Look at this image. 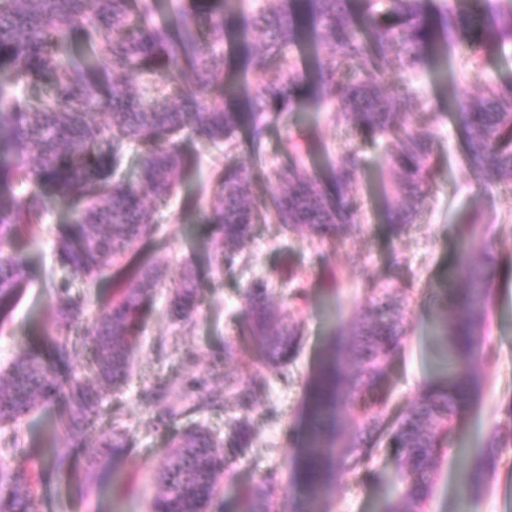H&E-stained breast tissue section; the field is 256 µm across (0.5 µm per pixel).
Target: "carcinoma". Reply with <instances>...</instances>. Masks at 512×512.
Segmentation results:
<instances>
[{
	"instance_id": "cac0c4a2",
	"label": "carcinoma",
	"mask_w": 512,
	"mask_h": 512,
	"mask_svg": "<svg viewBox=\"0 0 512 512\" xmlns=\"http://www.w3.org/2000/svg\"><path fill=\"white\" fill-rule=\"evenodd\" d=\"M200 0L182 6L171 19L159 18V0H0V152L20 158L0 162V304L13 296L24 276L9 251L15 238L42 223L54 201L71 203L72 219L55 233V261L69 278L52 284L57 310L43 348L17 357L0 374V427L28 413L38 401H57L71 432L92 425L101 406L100 389H119L128 380L140 326L162 277L160 267L133 269L121 295L84 308L71 294L70 279L94 282L121 262L135 242L155 241L158 212L191 168L182 142L235 148L249 128L255 161L264 157L271 113L286 118L296 111L299 91L309 87L325 101L332 118L363 136L386 139L396 181L388 202L389 226L400 233L427 199L433 139L411 129L406 115L421 107L410 76L432 60L465 51L466 68L481 79L482 55L512 47V0H435L433 15L424 0ZM236 85L224 82L218 49L229 41L247 48ZM303 43L311 61L287 59L290 46ZM282 59L279 76L267 79L269 61ZM95 73L114 75L103 85ZM38 86L44 92L30 95ZM241 97L248 113L238 111ZM465 130L471 167L512 185V81L484 85L482 97L455 98ZM109 115L99 123L95 113ZM283 151L291 163L271 172L276 189L267 197L252 192L257 171L234 165L216 170L207 222L215 227L217 257L232 265L240 245L258 224L305 231L319 241L359 223L348 188L361 174L356 151L331 166L323 185L300 163L302 144L288 139ZM141 164L135 179L122 173L126 154ZM27 186L13 195L14 186ZM464 292L443 303L436 338L447 378L430 385L388 434L397 449L396 491L380 512H424L434 487L439 459L462 409L479 395L473 368L486 326L491 283L485 259L464 245L457 256ZM201 280L195 273L173 283L171 309L182 321L198 310ZM270 282L258 278L243 294L244 334L258 361L282 374L299 344V326L270 306ZM328 348L307 397L299 479L306 489L304 512H322L336 476L365 462L372 438L383 428L384 383L391 363L403 351L404 314L382 290L367 312ZM82 337L88 371L78 372L72 357ZM192 407L224 408V397L195 386ZM259 383L242 372L224 373V392L237 399L238 416L227 443L204 429L179 436L160 478L152 512H208L218 481L231 468L224 445L251 447L249 414ZM512 445V422L496 428L475 462L470 481L479 489L498 466L501 450ZM127 447L119 431L101 443L99 454L117 459ZM17 460L4 470L0 512H38L42 466L30 462L13 436L0 440V457ZM273 472L254 485L243 512H273L278 493Z\"/></svg>"
}]
</instances>
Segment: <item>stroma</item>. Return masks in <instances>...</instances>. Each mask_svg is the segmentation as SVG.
I'll return each mask as SVG.
<instances>
[{
  "label": "stroma",
  "mask_w": 512,
  "mask_h": 512,
  "mask_svg": "<svg viewBox=\"0 0 512 512\" xmlns=\"http://www.w3.org/2000/svg\"><path fill=\"white\" fill-rule=\"evenodd\" d=\"M454 79L440 80L435 66L420 71L412 84L424 98L423 111L407 122L427 132L434 141L430 162L432 199L417 223L393 236L386 223V203L393 176L383 144L366 139L330 120L328 106H316L305 97L301 108L314 122L295 127L269 119L265 139L267 170L283 166L281 145L300 139L303 162L317 178H325L330 164L357 150L362 176L352 187L361 205L363 221L332 240L309 242L306 234H281L278 225L261 224L241 248L244 257L231 271L215 261L212 227L206 206L183 209L173 199L161 219L153 261L165 275L155 290L153 311L137 338L132 377L121 390L103 393L100 417L86 432L84 446L72 449L60 424L55 403L40 404L17 429L18 440L46 470L40 488V512H150L161 489L157 479L171 452L172 439L184 429L200 425L224 438L235 416L233 397L223 410H195L183 384L201 380L212 393H223L224 371L243 367L250 378L263 382L250 415L253 444L246 451L225 448L232 461L208 512H240L243 494L270 470L282 474L278 512H299L303 499L295 478L298 450L289 437H301L300 423L306 386L339 324H347L369 303V287L394 289L401 300L407 335L405 352L389 372L387 420H395L425 385L437 379L440 348L434 324L445 293L460 288L456 266L459 243L473 240L476 252L493 256L489 326L483 336L491 357H478L476 369L484 384L481 395L464 410L435 474L434 493L426 512H512V447L503 449L500 466L481 491L465 486L458 464V448L469 459L484 449L489 434L512 416V186L496 183L466 161L465 132L448 110V94L458 90L476 96L482 83L512 80V50L492 53L483 61L481 81H472L462 65H454ZM69 209L58 203L41 230L22 236L15 252L25 269L18 300L0 326V370L23 349H37L47 327L55 321L51 281L64 278L54 257L53 232L67 222ZM204 273L200 307L192 322L174 319L169 285L184 272ZM259 277L273 288L276 308L294 312L300 327V345L284 377L272 375L257 362L254 346L240 333L244 320L242 293ZM232 354H225V343ZM157 381L172 382L168 405L182 414L168 425H158L142 391ZM121 422L132 446L109 471H101L95 450ZM75 451L76 464L66 476L50 470L54 454ZM396 456L380 448L366 464L345 472L330 498V512H376L393 489Z\"/></svg>",
  "instance_id": "stroma-1"
}]
</instances>
